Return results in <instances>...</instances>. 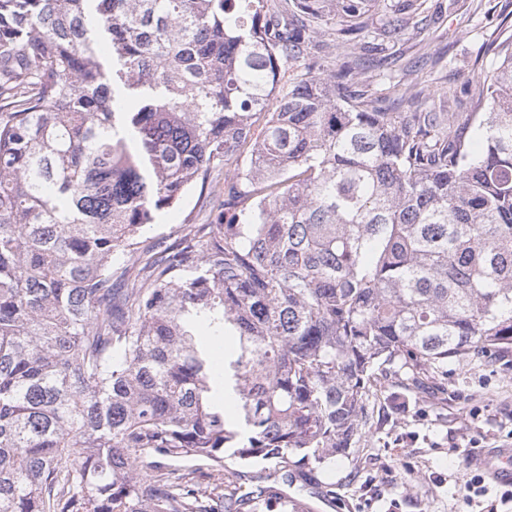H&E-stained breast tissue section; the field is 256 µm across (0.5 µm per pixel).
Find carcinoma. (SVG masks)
<instances>
[{"label": "carcinoma", "mask_w": 512, "mask_h": 512, "mask_svg": "<svg viewBox=\"0 0 512 512\" xmlns=\"http://www.w3.org/2000/svg\"><path fill=\"white\" fill-rule=\"evenodd\" d=\"M375 6L0 0V512H219L199 468L286 483L356 446L379 375L512 349V41L464 116L411 80L384 112L358 40L423 3ZM196 184L210 221L142 240ZM225 462L230 468L228 480L242 484V487L245 486L246 489L243 492H247L249 489L253 490L257 485L271 484L273 481H264V479H259V476L265 477L268 474L267 469L266 471L264 470L265 465L263 463L243 467L231 462L230 460ZM239 475H241V479H239Z\"/></svg>", "instance_id": "obj_1"}]
</instances>
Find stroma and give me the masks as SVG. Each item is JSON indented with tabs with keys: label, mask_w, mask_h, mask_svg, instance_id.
<instances>
[{
	"label": "stroma",
	"mask_w": 512,
	"mask_h": 512,
	"mask_svg": "<svg viewBox=\"0 0 512 512\" xmlns=\"http://www.w3.org/2000/svg\"><path fill=\"white\" fill-rule=\"evenodd\" d=\"M414 29L390 44L371 68L357 74L353 91L392 111L408 65L427 96V112H464L466 99L449 88L470 75L492 74L496 46L512 39V0H427ZM210 207L199 190L163 213L151 240L174 242L182 225L202 224ZM369 435L348 455L323 467L305 466L287 488L318 512H512L502 486L467 504L459 487L477 476L474 450L512 447V349L491 361L453 363L441 386L409 395L398 378L377 387Z\"/></svg>",
	"instance_id": "stroma-1"
}]
</instances>
